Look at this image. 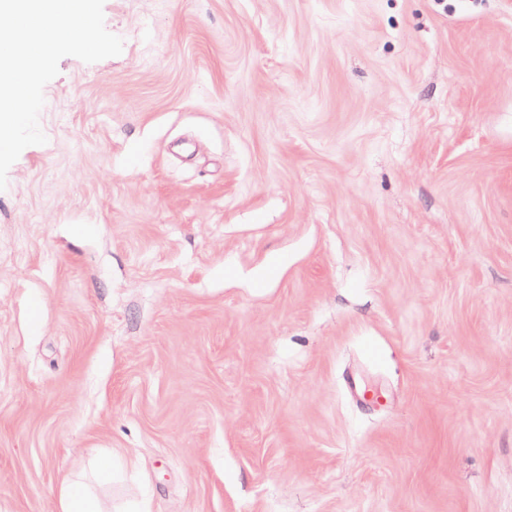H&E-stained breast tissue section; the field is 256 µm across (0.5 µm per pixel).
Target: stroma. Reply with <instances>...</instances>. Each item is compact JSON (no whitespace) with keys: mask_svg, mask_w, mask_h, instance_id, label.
<instances>
[{"mask_svg":"<svg viewBox=\"0 0 512 512\" xmlns=\"http://www.w3.org/2000/svg\"><path fill=\"white\" fill-rule=\"evenodd\" d=\"M0 190V512H512V0H105ZM94 494L83 484L67 482L60 495L59 512H102Z\"/></svg>","mask_w":512,"mask_h":512,"instance_id":"obj_1","label":"stroma"}]
</instances>
